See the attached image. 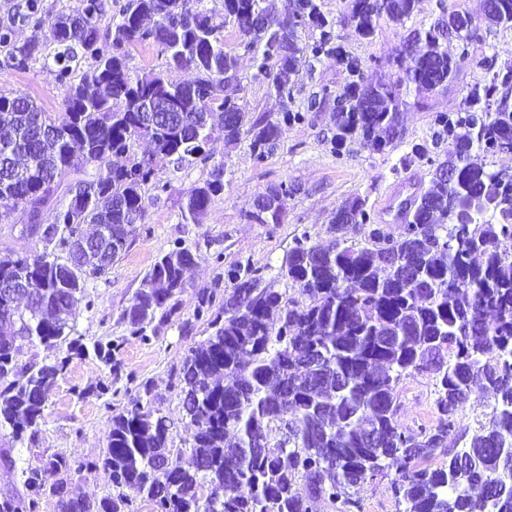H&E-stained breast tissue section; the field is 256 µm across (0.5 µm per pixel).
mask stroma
<instances>
[{
  "label": "stroma",
  "instance_id": "stroma-1",
  "mask_svg": "<svg viewBox=\"0 0 512 512\" xmlns=\"http://www.w3.org/2000/svg\"><path fill=\"white\" fill-rule=\"evenodd\" d=\"M318 2L324 15L336 22L334 39L324 46L319 29L299 30L305 64L284 101L270 92L259 69L260 56L247 38L233 26H225L224 50L236 58L239 77L229 95L250 118L281 121V134L261 159L252 152L250 136L244 135L233 143L220 137L213 140L207 147L210 162L182 169L171 164L157 167L152 183L143 187V224L109 274L87 281L70 321V340L89 347V354L73 357L57 378L35 434L18 441L10 429L0 428V502H26L27 470L54 456L71 465L63 476L64 494L93 502L115 495L109 480L78 469L77 464L103 456L112 416L135 400L170 422L173 451H187L194 428L182 413L179 376L185 357L210 334L206 322L194 318L199 296H223L228 285L225 273L238 264L258 270L276 289H285L280 266L294 237L304 234L313 242L330 244L327 226L333 213L357 195L365 197L374 223L387 232H398L385 205L427 189L434 161L444 159L448 150L447 140L435 133L434 116L467 111L468 93L486 78L488 62L507 61L506 50L512 46L509 26H483L469 39L448 35L442 47L449 56L461 59L462 65L439 91L402 88L401 131L393 147L382 153L357 141L338 147L333 139L336 96L350 76L338 61L337 51L358 60L364 82L377 83L399 74L396 51L411 34L429 29L442 14L453 11L481 18L484 0H420L418 9L402 22L378 19L369 38L341 22L343 0ZM15 91L26 92L43 111L63 108V91L47 76L42 62H33L24 71L0 67V93ZM288 110L300 113V120L282 122ZM416 143L425 146L424 157L412 156ZM216 163L224 166L223 196L215 200L201 223H185L181 214L187 192L202 183ZM162 184L167 187L163 193L158 190ZM281 184L287 186L288 197L280 223L252 222L249 214L256 197L267 187ZM178 247L192 251L196 264L178 296L175 322L160 325L148 340H129L124 314L142 279L157 258ZM184 321L190 322V331H182ZM97 344L113 345L111 363L92 354ZM433 400V387L426 380H403L398 387L401 423L437 425Z\"/></svg>",
  "mask_w": 512,
  "mask_h": 512
}]
</instances>
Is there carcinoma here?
I'll use <instances>...</instances> for the list:
<instances>
[{
  "instance_id": "1",
  "label": "carcinoma",
  "mask_w": 512,
  "mask_h": 512,
  "mask_svg": "<svg viewBox=\"0 0 512 512\" xmlns=\"http://www.w3.org/2000/svg\"><path fill=\"white\" fill-rule=\"evenodd\" d=\"M418 0H345V19L359 36L370 38L385 16L403 21ZM271 0H224L217 18L203 0H125L118 17L101 28L105 0H78L52 17L41 0H19L18 17L36 30L50 26L53 44L33 36L11 44V29L0 27L7 52L0 65L25 70L43 59L64 93V110L44 112L24 93L0 94V167L11 150L22 148L24 163L0 173V217L53 198L69 170L109 165L107 177L83 179L65 188L67 204L53 206L39 241L41 261L20 267L15 254L0 255V283L22 278L32 283L25 307L0 296V426L14 439L36 432L46 400L72 354L51 363L19 365L23 346L58 348L70 332L68 317L86 281L107 273L145 217L142 186L154 165L136 156L148 139L159 162L176 166L208 160L199 128L235 141L251 136L256 157L264 158L280 135V123L251 120L224 85L238 82L234 57L224 52V25L230 23L262 46L269 89L290 97L303 59L294 19L311 17L321 29L320 52L331 41L332 22L317 0H284L278 27L259 28ZM485 25L512 27V0H485ZM450 30L437 22L406 39L412 44L403 83L435 92L448 85L456 61L440 49ZM110 41V50L101 48ZM159 48L165 68L132 75L128 47ZM355 80L341 93L345 108L336 113L334 143L359 140L393 145L400 99L396 84L366 85L358 63L337 52ZM88 68L81 69V63ZM191 68L198 79L175 83L168 72ZM489 77L469 92L470 110L456 117L437 115L434 124L448 136L446 160L454 181L433 176L416 199L397 234L369 229L368 245L348 242L349 224L364 230L371 216L357 195L338 206L329 231L332 247L302 235L282 260L281 278L294 295L284 297L256 271L236 265L230 286L215 304L199 299L196 318H208L211 334L185 358L180 393L183 414L195 427L186 453L173 454L163 416L134 405L112 416L100 470L120 490L99 502L65 500L64 512H132L127 489L150 503L152 512H310L317 499L336 512H353L359 493L382 478L404 512H512V458L502 452L512 438V207L477 215L467 224H446L448 203L464 208L477 198L512 195V172L490 171L471 160L474 150L512 152V63L488 64ZM169 94L176 112L159 113L153 127L142 124L140 107L148 98ZM224 193V165L187 195L182 218L197 224ZM84 224L107 229L99 244L79 249ZM75 261L58 267V254ZM195 255L182 248L160 257L143 278L125 312L130 335L145 341L147 331L178 312ZM314 347L325 369L298 373L295 350ZM20 379H15V376ZM434 386L435 427L416 429L398 420L397 387L406 378ZM493 396L489 426L472 431L459 420L467 405ZM469 457L466 464L457 456ZM440 466L432 467L436 458ZM78 465V468L85 467ZM70 469L52 458L28 472L26 509L35 512L45 483L42 473ZM503 493L487 503L493 485ZM224 491L203 507L207 490ZM247 489V494L240 493Z\"/></svg>"
}]
</instances>
